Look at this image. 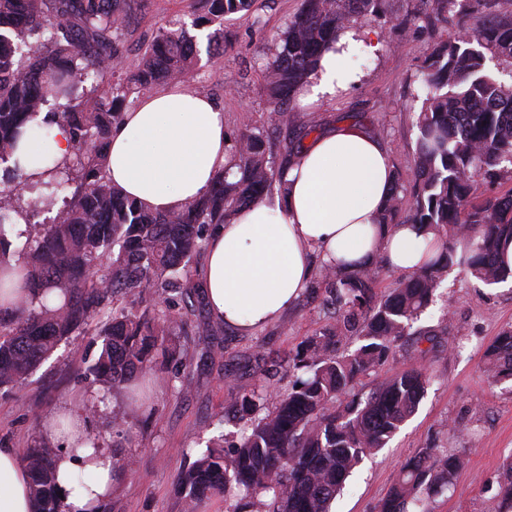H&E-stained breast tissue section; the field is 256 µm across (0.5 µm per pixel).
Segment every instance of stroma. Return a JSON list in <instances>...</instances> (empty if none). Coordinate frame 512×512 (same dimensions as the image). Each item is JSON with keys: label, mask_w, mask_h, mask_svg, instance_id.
<instances>
[{"label": "stroma", "mask_w": 512, "mask_h": 512, "mask_svg": "<svg viewBox=\"0 0 512 512\" xmlns=\"http://www.w3.org/2000/svg\"><path fill=\"white\" fill-rule=\"evenodd\" d=\"M301 3L254 0L249 15L225 20L223 57L200 59L187 78L190 89L222 104L230 136L264 123L268 103L261 64ZM194 8L193 0H145L123 32L126 52L113 64L115 75L134 68L159 27L180 28ZM428 10L424 0H385L379 13L359 19L368 45L353 61L364 74L362 82L316 107H295L296 123L270 133L278 155L299 149L308 131L362 124L388 146L404 184L412 185L413 114L421 107L418 77L433 50L456 31L451 22L429 25ZM373 42L379 48L372 52L368 46ZM443 321L450 333L427 359H420L416 344L407 342L355 384L356 393H368L418 361L431 375L416 413L385 448L354 469L332 512H376L400 468L427 447L448 449L464 460L454 495L436 497L432 512H498L502 467L512 456V383L489 385L484 354L498 333L512 325V282L487 285L460 269L449 270L417 326L432 329ZM329 322L320 300L305 294L281 318L250 336L219 323L208 338L174 337L177 348L187 352L182 367L171 368L169 360L159 359L164 378H138L134 389L112 392L105 407L98 405L99 389L87 377L101 344L96 326H89L60 343L24 384L0 390V444L26 451L42 443L46 418L76 411L86 416L87 430L102 449L132 461L131 467L116 471L101 512H185L178 474L208 439L237 436L244 428L243 421L222 419L230 390L256 383L258 354L287 361L306 336ZM219 345L224 348L220 356L214 353ZM117 418L123 429L118 439L112 434Z\"/></svg>", "instance_id": "obj_1"}]
</instances>
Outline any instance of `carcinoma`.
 I'll list each match as a JSON object with an SVG mask.
<instances>
[{
	"label": "carcinoma",
	"mask_w": 512,
	"mask_h": 512,
	"mask_svg": "<svg viewBox=\"0 0 512 512\" xmlns=\"http://www.w3.org/2000/svg\"><path fill=\"white\" fill-rule=\"evenodd\" d=\"M383 0H303L264 58L266 124L295 122L287 102L303 88L337 35L381 10ZM436 15L461 17L468 36L440 44L420 76L414 113L417 178L405 188L394 173L380 224H417L442 242L440 251L395 287L377 292V259L350 269L321 266L310 293L332 309L333 324L303 340L288 364L294 380L277 388L278 363L236 392L228 408L251 422V433L201 452L178 477L188 512L222 497L227 512H329L330 503L364 457L386 446L415 413L429 383L412 365L366 396L339 397L376 371L434 301L457 267L485 284L512 279L497 260L512 237V191L474 203L479 181L512 178V20L489 19L470 29L464 0H431ZM141 0H0V166L21 192L0 199V389L23 383L59 342L95 319L101 347L89 368L92 384L109 393L138 374L156 371L169 336L213 335L192 325L188 301L205 306L197 279L214 224L276 190H287L270 140L251 129L230 145L231 165L199 201L179 212L148 211L106 175L104 158L131 94L145 95L185 78L196 41L187 29H160L123 81L106 85L112 60L124 54L126 18ZM253 0H200L192 27L207 29L216 58L224 20L250 13ZM47 112L44 123L37 122ZM68 127L78 148L28 173L15 155L28 129ZM27 195L33 209L19 205ZM494 384L512 381V326L487 348ZM59 449L27 450L33 512H60L55 461ZM463 459L445 448H423L400 469L377 512H428L432 498L454 494ZM500 512H512V459L499 483Z\"/></svg>",
	"instance_id": "carcinoma-1"
}]
</instances>
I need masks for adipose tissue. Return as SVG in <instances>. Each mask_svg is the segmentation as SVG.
<instances>
[{
  "instance_id": "1",
  "label": "adipose tissue",
  "mask_w": 512,
  "mask_h": 512,
  "mask_svg": "<svg viewBox=\"0 0 512 512\" xmlns=\"http://www.w3.org/2000/svg\"><path fill=\"white\" fill-rule=\"evenodd\" d=\"M362 33L341 31L308 78L300 101L336 98L361 81L352 63ZM19 151L27 170L72 152L66 128L26 136ZM230 162L224 110L210 97L177 84L141 98L112 130L105 158L112 183L145 207L172 212L202 196ZM391 155L361 127L342 125L307 141L284 170L286 193L243 209L215 226L201 279L214 320L248 335L274 321L305 290L314 256L365 265L384 258L409 274L430 255L434 235L416 225L387 226L377 218L393 186ZM84 481H77V472ZM113 459L90 448L62 450L57 460L63 512H91L112 491ZM30 476L17 449L0 446V512H31Z\"/></svg>"
}]
</instances>
